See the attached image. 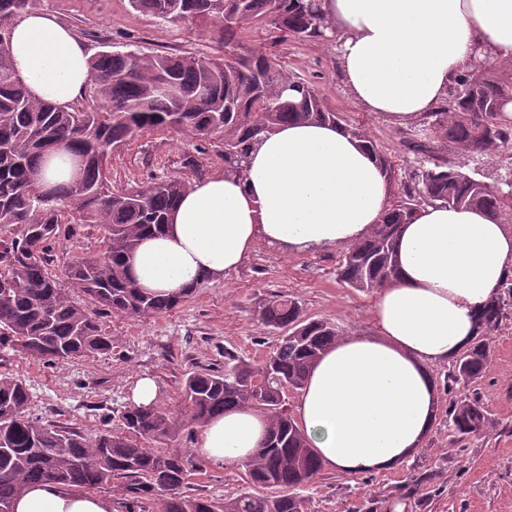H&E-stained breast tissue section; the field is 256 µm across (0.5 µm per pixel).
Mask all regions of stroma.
<instances>
[{
    "mask_svg": "<svg viewBox=\"0 0 512 512\" xmlns=\"http://www.w3.org/2000/svg\"><path fill=\"white\" fill-rule=\"evenodd\" d=\"M36 8L70 25L95 53L139 49L222 58L266 52L317 85L346 124L380 145L392 165L394 195H401V185L415 165L402 127L366 110L346 91L335 42L283 41L276 32L250 28L237 43L227 45L209 28L156 23L133 10L129 0H38ZM191 150L179 132L145 133L113 154L112 183L136 189L153 173L194 182L223 170L224 162L213 150L200 156L199 171L185 168L183 159ZM340 255L337 248L288 254L257 244L237 270L206 283L164 315H100V324L112 337L109 354L49 365L0 349V372L30 385L32 417L79 428L90 438L105 428L120 429L121 413L131 406L135 383L144 376L157 382L160 406L185 419L182 386L190 372L223 368L228 350L256 364L273 352L277 337L257 319L271 295L296 298L305 316L335 323L343 332L372 333L376 294L346 288L337 280ZM476 387L491 419L484 437L458 448L439 422L424 446L393 471L348 476L322 469L303 491L308 512H354L366 499L375 512H393L399 504L404 512H512V315L495 333L490 371ZM250 489L245 468L205 463L190 474L183 492L220 501Z\"/></svg>",
    "mask_w": 512,
    "mask_h": 512,
    "instance_id": "obj_1",
    "label": "stroma"
}]
</instances>
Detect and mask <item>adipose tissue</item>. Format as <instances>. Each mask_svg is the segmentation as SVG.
<instances>
[{
    "label": "adipose tissue",
    "instance_id": "adipose-tissue-1",
    "mask_svg": "<svg viewBox=\"0 0 512 512\" xmlns=\"http://www.w3.org/2000/svg\"><path fill=\"white\" fill-rule=\"evenodd\" d=\"M343 38L339 69L352 97L403 126L433 110L476 51L512 60V0H321ZM14 69L33 98L67 108L83 97L92 56L55 15L12 23ZM376 157L343 128L293 121L262 134L243 176L195 182L161 234L144 236L129 272L150 294L193 291L239 267L258 243L287 252L365 239L391 207ZM398 276L380 288L373 331L341 337L312 365L295 414L324 466L346 475L396 469L436 424V365L478 333L480 313L512 275V227L480 210L426 205L402 225ZM264 414L242 407L198 427L193 451L246 466L265 437ZM78 486L24 488L12 512H112Z\"/></svg>",
    "mask_w": 512,
    "mask_h": 512
}]
</instances>
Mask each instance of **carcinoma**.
Segmentation results:
<instances>
[{"mask_svg": "<svg viewBox=\"0 0 512 512\" xmlns=\"http://www.w3.org/2000/svg\"><path fill=\"white\" fill-rule=\"evenodd\" d=\"M36 0H0V225L13 233L0 246V348L23 352L48 364H67L112 351V337L99 324L97 310L132 317H154L173 310L188 294L143 293L126 272V260L141 236L160 233L169 212L191 187L183 178L153 174L142 189L111 187L112 154L138 135L175 129L194 153L186 166L197 171L196 155L221 142L224 174L240 176L258 137L295 120L332 123L359 138L392 175L379 145L343 123L311 82L263 52L212 59L198 55L101 51L89 62L87 94L64 109L30 97L8 53L11 22ZM131 7L167 23L193 19L222 22L219 36L229 44L250 27H272L299 42L338 36L324 23L319 0H130ZM477 70L458 76L436 110L415 122L413 133L427 129L434 140L409 139L420 154L401 200L361 242L344 249L338 280L368 292L398 276L396 244L400 228L425 204L480 209L497 221L512 213V185L491 186L448 160L449 142L470 155L500 152L512 166V121L504 118L512 103V72L487 56ZM58 149L73 156L68 183L47 186L38 177ZM76 200L71 212L61 207ZM86 226L102 230L99 249L66 266L71 287L85 307L59 285L52 242L78 234ZM512 308V277L498 287L480 316V334L456 358L447 374L454 395L446 412L451 444L464 448L486 435L490 419L476 393H458L490 370L492 336ZM258 319L278 343L261 364L224 352V370L190 373L183 384L188 420L179 423L158 405H132L121 413L123 432L105 430L88 439L74 429L42 424L27 413L25 381L0 374V512L26 486L53 482L86 489L123 479L126 505L158 500L160 512H307L297 490L311 483L323 465L288 414L284 389L303 386L313 362L343 331L312 320L296 299L276 294ZM250 406L269 421L267 436L248 466L249 483L274 490L249 492L218 502L182 492L195 462L188 451L155 448L185 427H200L215 416Z\"/></svg>", "mask_w": 512, "mask_h": 512, "instance_id": "cac0c4a2", "label": "carcinoma"}]
</instances>
